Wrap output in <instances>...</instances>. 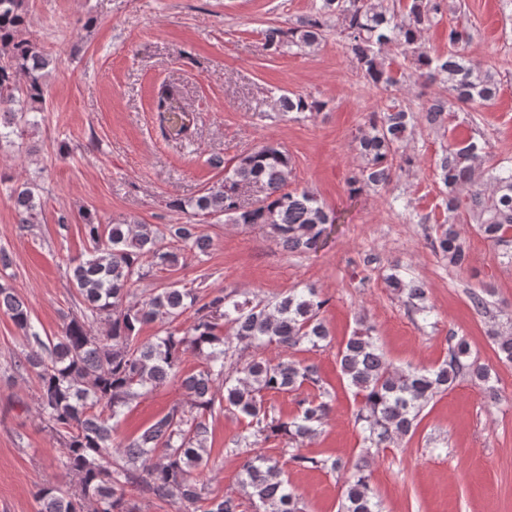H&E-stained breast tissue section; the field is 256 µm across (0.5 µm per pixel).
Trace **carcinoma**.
<instances>
[{
	"label": "carcinoma",
	"mask_w": 512,
	"mask_h": 512,
	"mask_svg": "<svg viewBox=\"0 0 512 512\" xmlns=\"http://www.w3.org/2000/svg\"><path fill=\"white\" fill-rule=\"evenodd\" d=\"M447 8V0H409L403 6L397 0H320L315 14L286 30H267L271 46L286 43L311 49L319 45L324 27L334 17L357 67L372 83L389 88L399 82L383 56L385 46L396 44L412 52L417 78L447 85L448 95L430 100L419 113L395 104L369 113L355 137L362 164L350 178L354 191L385 187L396 173L413 165V157L400 149L418 123L446 132L456 113L496 98L501 80L459 49L472 38L471 28L449 27L446 53L419 46L424 30ZM28 25L26 0H0V144L14 143L13 137L22 136L23 127L35 123L33 113L44 111L46 104L45 69L50 60L22 37ZM173 98V88L161 86L154 110L162 117L173 111ZM276 107L282 114H303L319 110L320 103L283 93ZM483 159L477 142L460 139L435 162L436 177L447 189L448 210L435 243L452 268H461L468 260L458 225H477L494 244L507 241L512 232V165L486 168ZM290 171L288 151L265 142L224 168V178L201 195L175 199L170 206L226 224L261 227L287 253L316 251L327 244L339 216L308 191H286ZM251 188L257 189L258 197L245 206L240 193ZM11 196L19 223H35L34 188L16 187ZM83 219L90 248L86 257L69 262L68 271L80 308L66 318L59 336L43 339L29 304L0 287V314L13 321L25 340L19 366L35 371L40 415L62 442V467L77 478L72 487L38 488L40 512H137L128 498L130 489L174 506L176 512H242L236 498L210 496L203 478L210 464V419L223 410L246 421L236 447L247 448L260 435L281 437L294 446L286 463L262 455L243 459L241 486L253 512H303L300 498L288 487L287 463L345 472L340 512H382L363 472V460L415 430L433 397L462 376L482 383L491 402L499 400L488 368L471 357L466 338L451 342L448 357L436 367L396 368L373 327L363 324L337 353L343 378L360 398L355 424L363 443L361 458L328 462L310 457L301 445L318 434L330 415V393L320 385L315 365L273 360L263 351L270 346L329 347L332 336L321 318L328 298L307 287L290 289L274 300H241L231 286L202 295L196 288L172 283L136 300L139 282L153 268L177 266L186 251L206 254L212 239L190 220L103 224L90 212ZM164 240L170 247L162 246ZM385 282L417 311H427L426 290L419 281L405 280L395 268ZM188 311L189 324L175 325ZM102 323L107 330L101 336L94 326ZM148 323L159 325L158 334L141 342L139 328ZM493 341L499 358L512 363V335H496ZM239 344L254 348L255 354L233 362V348ZM188 353L203 357L204 366L183 375L181 365ZM176 377L189 405L173 406L139 434L114 443L115 426L125 410ZM311 387L318 393H307ZM280 393L295 395L296 413L287 419L266 411L265 397Z\"/></svg>",
	"instance_id": "carcinoma-1"
}]
</instances>
